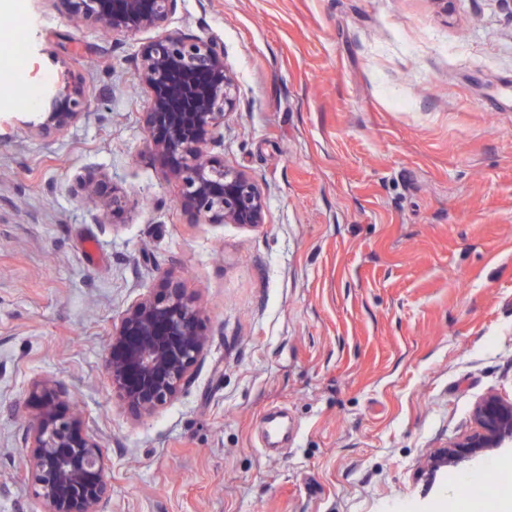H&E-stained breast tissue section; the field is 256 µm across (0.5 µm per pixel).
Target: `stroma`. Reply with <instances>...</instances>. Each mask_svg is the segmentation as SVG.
I'll list each match as a JSON object with an SVG mask.
<instances>
[{
	"instance_id": "35a3bbf8",
	"label": "stroma",
	"mask_w": 512,
	"mask_h": 512,
	"mask_svg": "<svg viewBox=\"0 0 512 512\" xmlns=\"http://www.w3.org/2000/svg\"><path fill=\"white\" fill-rule=\"evenodd\" d=\"M0 512H43L21 436L52 379L101 442L107 512H441L427 474L475 402L512 398V0H179L167 29L223 42L238 88L212 156L267 222L189 223L140 123L148 30L110 40L52 0H0ZM79 74L62 135L28 123ZM129 208L97 223L79 176ZM174 276L208 344L176 400L135 418L105 371L113 321Z\"/></svg>"
}]
</instances>
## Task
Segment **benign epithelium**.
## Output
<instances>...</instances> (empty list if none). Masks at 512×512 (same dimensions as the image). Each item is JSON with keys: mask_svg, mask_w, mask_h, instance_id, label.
I'll return each mask as SVG.
<instances>
[{"mask_svg": "<svg viewBox=\"0 0 512 512\" xmlns=\"http://www.w3.org/2000/svg\"><path fill=\"white\" fill-rule=\"evenodd\" d=\"M79 24L125 36L161 29L178 0H53ZM63 80L30 126L44 138L70 127L86 105L83 83L61 63ZM136 74L151 96L141 114L155 155L180 185V208L213 224L258 227L267 220L266 196L246 172L210 156L224 120L237 106V86L224 44L182 31L144 43ZM84 197L99 203L100 224L117 222L128 198L104 173L79 179ZM205 318L178 281L166 278L155 294L130 304L112 323L105 370L129 413L149 415L182 392L206 350ZM33 395L37 413L23 434L26 477L43 512H103L112 497L100 441L70 407L67 389L44 381ZM471 430L429 456L433 468L475 462L512 447V399L488 394L472 409Z\"/></svg>", "mask_w": 512, "mask_h": 512, "instance_id": "benign-epithelium-1", "label": "benign epithelium"}]
</instances>
